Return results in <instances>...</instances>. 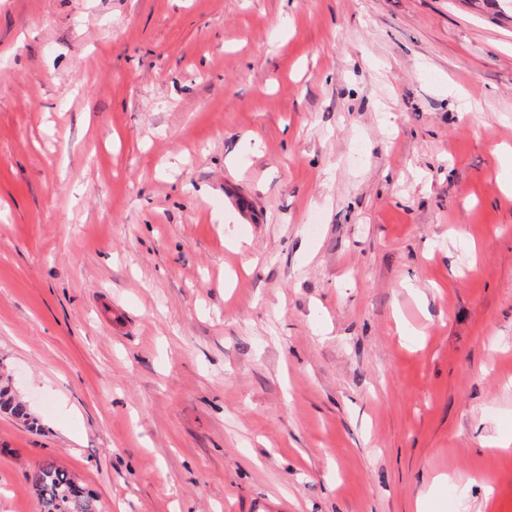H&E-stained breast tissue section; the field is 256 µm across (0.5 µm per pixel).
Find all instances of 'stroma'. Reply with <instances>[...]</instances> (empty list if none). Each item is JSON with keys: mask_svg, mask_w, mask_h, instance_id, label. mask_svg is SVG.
Segmentation results:
<instances>
[{"mask_svg": "<svg viewBox=\"0 0 512 512\" xmlns=\"http://www.w3.org/2000/svg\"><path fill=\"white\" fill-rule=\"evenodd\" d=\"M0 512H512V0H0ZM0 413H5L27 425H34L36 419L28 405L14 391L9 375L0 369ZM40 512H100L97 500L54 461H43L27 474Z\"/></svg>", "mask_w": 512, "mask_h": 512, "instance_id": "1", "label": "stroma"}]
</instances>
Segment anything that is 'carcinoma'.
Wrapping results in <instances>:
<instances>
[{
    "label": "carcinoma",
    "mask_w": 512,
    "mask_h": 512,
    "mask_svg": "<svg viewBox=\"0 0 512 512\" xmlns=\"http://www.w3.org/2000/svg\"><path fill=\"white\" fill-rule=\"evenodd\" d=\"M0 413L33 425L36 419L28 405L14 391L9 375L0 370ZM40 503V512H99L97 500L78 484L62 466L47 460L27 474Z\"/></svg>",
    "instance_id": "carcinoma-1"
}]
</instances>
